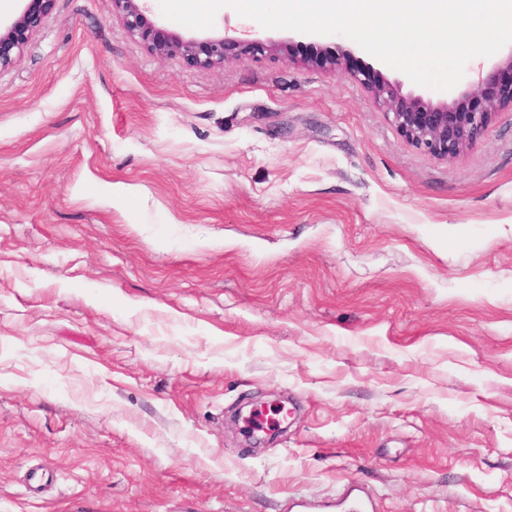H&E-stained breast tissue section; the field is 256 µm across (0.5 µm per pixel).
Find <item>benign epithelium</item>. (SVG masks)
I'll list each match as a JSON object with an SVG mask.
<instances>
[{
  "mask_svg": "<svg viewBox=\"0 0 512 512\" xmlns=\"http://www.w3.org/2000/svg\"><path fill=\"white\" fill-rule=\"evenodd\" d=\"M53 3L54 0H29L16 18L0 27V72L17 64L41 30ZM112 9L130 34L149 40L151 52L160 58L182 55L203 68H215L230 60L288 51L287 41L265 44L225 35L202 43L185 39L156 26L141 0H112ZM326 64L363 85L392 115L394 126L407 143L446 159L466 153L492 127L498 113L512 111V50L488 72H479L477 79L451 102L437 104L419 94H401V83L380 80L369 67L349 68L343 55L329 56Z\"/></svg>",
  "mask_w": 512,
  "mask_h": 512,
  "instance_id": "7a95c632",
  "label": "benign epithelium"
}]
</instances>
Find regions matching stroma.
Here are the masks:
<instances>
[{"label": "stroma", "mask_w": 512, "mask_h": 512, "mask_svg": "<svg viewBox=\"0 0 512 512\" xmlns=\"http://www.w3.org/2000/svg\"><path fill=\"white\" fill-rule=\"evenodd\" d=\"M147 6L289 54L205 69L55 0L0 72V512H512V112L445 160L326 58L456 89Z\"/></svg>", "instance_id": "obj_1"}]
</instances>
